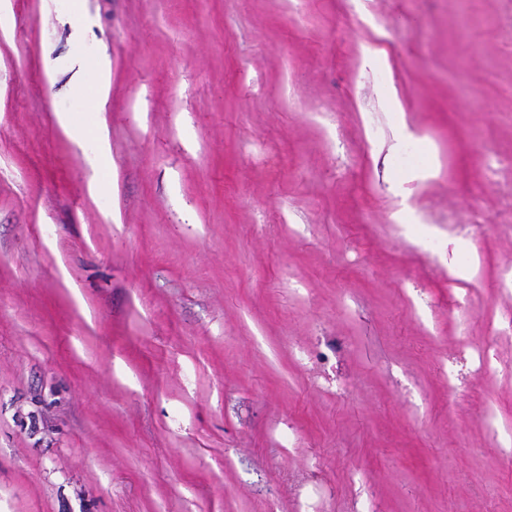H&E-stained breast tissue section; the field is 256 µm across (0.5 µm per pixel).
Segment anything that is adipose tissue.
Wrapping results in <instances>:
<instances>
[{
  "instance_id": "ef3b65f1",
  "label": "adipose tissue",
  "mask_w": 512,
  "mask_h": 512,
  "mask_svg": "<svg viewBox=\"0 0 512 512\" xmlns=\"http://www.w3.org/2000/svg\"><path fill=\"white\" fill-rule=\"evenodd\" d=\"M110 81L106 72H98L92 81L93 108L91 114L75 115L71 113L61 114L59 122L66 132L71 133L76 139H84L85 135H93L96 148L89 153L86 161L93 173H100L106 160L109 158L102 126L99 121L101 112H104L109 96Z\"/></svg>"
}]
</instances>
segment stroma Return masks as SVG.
Instances as JSON below:
<instances>
[{
	"label": "stroma",
	"mask_w": 512,
	"mask_h": 512,
	"mask_svg": "<svg viewBox=\"0 0 512 512\" xmlns=\"http://www.w3.org/2000/svg\"><path fill=\"white\" fill-rule=\"evenodd\" d=\"M0 512H512V0H0ZM110 81L104 70L94 75L92 81L93 108L90 112L75 115L62 113L59 115V122L66 132L71 133L79 142H84L85 133H92L96 142V148L87 154L86 161L94 173V178L101 173L106 160H109V148L107 146L102 126L98 120L101 112L105 111L109 96ZM87 114H92L94 119Z\"/></svg>",
	"instance_id": "35a3bbf8"
}]
</instances>
